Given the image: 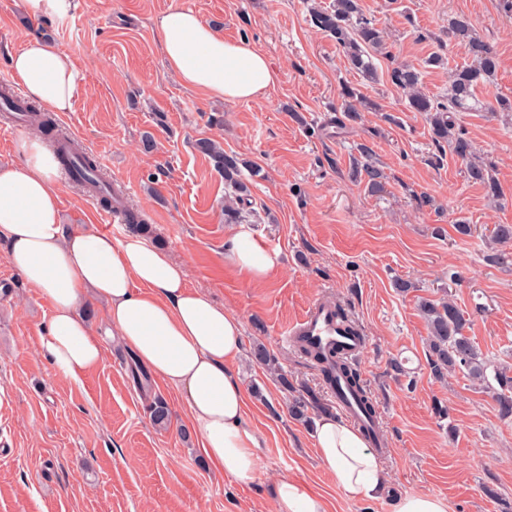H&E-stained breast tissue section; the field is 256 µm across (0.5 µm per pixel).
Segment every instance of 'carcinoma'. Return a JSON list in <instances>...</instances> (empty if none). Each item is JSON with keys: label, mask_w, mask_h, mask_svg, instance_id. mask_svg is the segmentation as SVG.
<instances>
[{"label": "carcinoma", "mask_w": 512, "mask_h": 512, "mask_svg": "<svg viewBox=\"0 0 512 512\" xmlns=\"http://www.w3.org/2000/svg\"><path fill=\"white\" fill-rule=\"evenodd\" d=\"M308 16V22L315 30L336 42L350 70L371 83L384 78L401 91L406 107L424 117L436 147L442 152L450 151L465 163L468 179L480 184L489 199L497 202L503 197L499 182L491 174V167L476 158L473 142L465 133L456 129L451 116L453 112H469L479 108L492 113L512 112V101L509 99L499 98L494 106L478 99V90L497 70L499 53L496 45L480 35L469 17L460 14L448 20V39L463 45L473 63L450 70L448 97L439 99L424 90L423 73L411 64H397L388 68L383 75L378 72L374 59L389 55L387 32L376 21L364 15L361 0H331L326 6L309 8ZM341 108L354 122L361 118L363 112L383 111L360 88L349 84L342 86ZM195 147L213 160L215 167L224 174V181L234 188L236 194L248 191L241 170L245 162L237 155L224 152L209 138L197 140ZM356 150L358 155L353 157L349 165L350 179L365 182L368 192L373 195L382 193L385 176L374 161L373 148L359 143ZM75 161L80 166L83 178L97 188L101 202L111 205L112 182L88 155L78 153ZM420 311L428 325L427 365L433 378L443 381L456 373L465 374L492 393L500 418L512 420V368L498 365L492 367L481 357L471 338L465 334L463 313L451 300L438 303L425 300L420 303ZM302 353L320 366L327 382L335 381V371L342 373L369 420L370 427L364 432L365 438L373 445H379L380 431L371 397L359 371L348 357L337 349L327 355L306 347ZM490 367L493 368L491 376L487 375ZM308 396L309 400H299L291 407L295 419L303 422L309 421L310 409L329 411L316 394L310 392Z\"/></svg>", "instance_id": "cac0c4a2"}]
</instances>
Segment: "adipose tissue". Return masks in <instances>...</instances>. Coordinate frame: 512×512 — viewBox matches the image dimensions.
Masks as SVG:
<instances>
[{
	"mask_svg": "<svg viewBox=\"0 0 512 512\" xmlns=\"http://www.w3.org/2000/svg\"><path fill=\"white\" fill-rule=\"evenodd\" d=\"M154 25L168 70L187 89L248 102L277 80L262 51L225 39L194 11L169 9ZM10 65L26 94L48 111L70 110L81 91L74 56L38 35L11 56ZM14 153V160L0 163V237L13 270L50 303L40 345L56 375L78 382L102 363L104 336L92 331L82 310L104 301L107 334L181 394L216 473L254 484L259 436L246 421L245 390L233 369L243 353L241 319L190 288L184 266L142 236L116 239L92 224H62L51 152L29 136L16 142ZM229 251L234 267L254 281L277 264L243 226L232 230ZM312 439L346 498L367 501L384 491L386 474L353 426L325 415ZM274 499V512H327L321 497L286 475L276 480Z\"/></svg>",
	"mask_w": 512,
	"mask_h": 512,
	"instance_id": "adipose-tissue-1",
	"label": "adipose tissue"
}]
</instances>
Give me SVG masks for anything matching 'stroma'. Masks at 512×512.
<instances>
[{
	"label": "stroma",
	"mask_w": 512,
	"mask_h": 512,
	"mask_svg": "<svg viewBox=\"0 0 512 512\" xmlns=\"http://www.w3.org/2000/svg\"><path fill=\"white\" fill-rule=\"evenodd\" d=\"M66 17L31 20L23 0H0V81L9 53L36 33L77 63L82 91L55 116L66 134L97 154L103 171L130 190L128 203L152 226L151 243L185 264L188 283L241 319L235 369L246 419L261 435L260 475L252 486L219 478L202 452L179 393L153 377L134 381L138 363L106 342L103 363L79 383L54 375L40 349L48 302L8 265L0 240V512H271L272 480L284 474L320 495L328 512H394L407 495L443 499L447 512H512V420L491 393L462 374L435 380L427 365V324L419 303L454 301L466 333L492 365L512 366V266L495 263L491 231L512 224V113L459 112L458 129L491 162L504 196L491 202L453 156L438 157L421 114L404 108L390 83L368 86L381 112L337 122L346 70L334 40L308 23L307 0H72ZM179 7L197 12L229 39L267 55L278 81L261 99L228 102L185 88L173 76L153 24ZM385 26L395 60L423 68L425 91L449 90L447 69L424 67L446 43L450 66L468 63L448 41V21L471 16L499 51L495 74L478 93L512 100V19L500 0H362ZM211 138L254 165L249 191L228 218L231 192L196 140ZM372 146L386 176L370 195L348 178L356 146ZM64 224H100L97 203L66 178L57 184ZM425 193L434 207L417 209ZM472 227L468 236L456 219ZM246 225L278 262L259 283L230 263L227 235ZM411 282L399 292L396 279ZM339 302L368 340L355 363L376 410V451L389 489L351 501L317 456L295 400L314 392L336 400L318 367L285 342L288 326L318 299ZM263 345L274 369L253 361ZM401 362L394 375L389 360ZM169 409L154 426L155 400ZM449 408L439 419L436 404ZM498 499H489L486 488Z\"/></svg>",
	"instance_id": "35a3bbf8"
}]
</instances>
